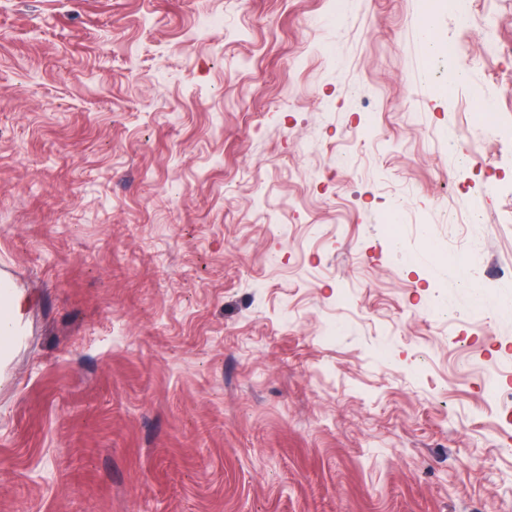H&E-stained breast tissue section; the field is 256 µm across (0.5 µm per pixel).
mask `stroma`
<instances>
[{"instance_id": "1", "label": "stroma", "mask_w": 512, "mask_h": 512, "mask_svg": "<svg viewBox=\"0 0 512 512\" xmlns=\"http://www.w3.org/2000/svg\"><path fill=\"white\" fill-rule=\"evenodd\" d=\"M511 84L512 0H0V512H512ZM469 248L472 254L478 260V263L481 267H484L487 271L485 275V281L491 282L496 281L502 278L512 277V269L509 268H500V269H491L486 265L487 263L491 264V259L489 256V244L485 239L481 238H473L469 242ZM12 283L5 279H0V353H6L12 346L15 339V329L18 323L21 309L23 307L22 299L17 296L13 290ZM2 341L4 343H2Z\"/></svg>"}]
</instances>
